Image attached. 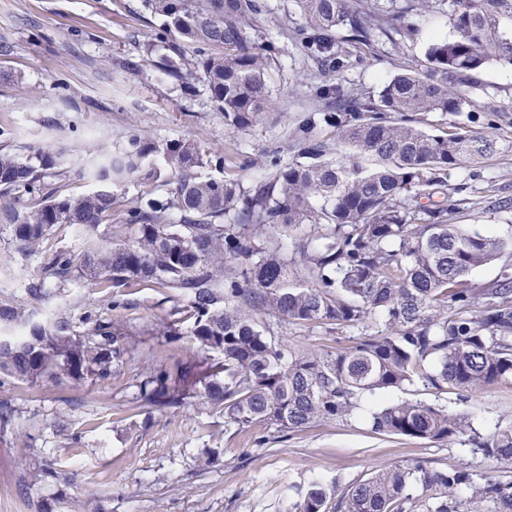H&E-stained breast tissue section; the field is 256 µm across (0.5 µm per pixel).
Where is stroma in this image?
<instances>
[{
  "label": "stroma",
  "mask_w": 512,
  "mask_h": 512,
  "mask_svg": "<svg viewBox=\"0 0 512 512\" xmlns=\"http://www.w3.org/2000/svg\"><path fill=\"white\" fill-rule=\"evenodd\" d=\"M264 3L249 35L274 47L266 74L273 105L238 129L225 125L202 77L184 81L160 68L169 45L181 43L189 58L196 57V47L166 30L163 17L143 0H0V152L65 151L69 171L52 186L57 196L73 197L93 188L81 173L83 161L133 135L160 146L179 139L222 157L223 166L211 169V176L249 188L269 180L276 166L296 160L292 134L322 109L321 86L336 82L359 97L376 96L395 75L423 61L431 37L452 32L447 7L415 6L414 39L376 38L370 48L353 52L336 75L317 69L298 36L305 23L299 0ZM479 83L472 106L421 114V128L434 134L485 131L512 140V66L488 67ZM448 186L458 223L494 236L512 233V151L450 170ZM81 244L75 228L61 226L37 254L26 256L0 222V290L22 295L44 255ZM67 293L73 315L92 309L138 328L185 303L152 284L133 288L118 307L108 292L82 281ZM262 321L294 348L346 347L384 328L378 320L358 328L298 324L273 315ZM137 347L104 381L0 384V397L15 398L24 410L17 426L0 438V512H37L39 503L55 499V488L21 486L26 468L49 459L65 470L63 491L81 502L83 512H295L311 484L341 491L386 464L467 466L477 472L493 466L459 441L377 436L358 414L282 433L225 423L219 408L197 400L171 412H133L135 378L198 354L189 342L161 336L140 337ZM398 398L467 414L482 433L512 425V380L465 400L454 390L440 392L418 381L402 391L366 396L363 406L377 409ZM75 432L82 437L76 454L69 447Z\"/></svg>",
  "instance_id": "stroma-1"
}]
</instances>
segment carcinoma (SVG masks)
Returning a JSON list of instances; mask_svg holds the SVG:
<instances>
[{
  "instance_id": "1",
  "label": "carcinoma",
  "mask_w": 512,
  "mask_h": 512,
  "mask_svg": "<svg viewBox=\"0 0 512 512\" xmlns=\"http://www.w3.org/2000/svg\"><path fill=\"white\" fill-rule=\"evenodd\" d=\"M146 3L197 45L196 66L226 124L247 127L271 108L268 49L246 28L262 11L259 0H208L204 9L190 0ZM301 3V42L325 72H340L351 48L371 46L377 32L390 40L417 35L406 10L367 0ZM449 3L453 36L433 38L424 64L372 98L326 86L324 111L295 129L298 160L248 190L201 175L223 161L183 140L160 147L134 137L112 148L84 167L97 188L68 198L49 188L69 168L64 151L0 153V211L18 241L34 249L62 224L85 237L82 249L56 250L40 262L24 297L0 293V373L31 385L112 376L138 329L87 311L78 331L65 310L46 314L50 300L85 281L114 298L149 283L186 298L151 334L187 339L209 356L143 375L134 384L139 408L164 412L200 398L228 423L290 433L347 419L365 395L417 380L465 397L512 379V274L488 286L468 282L473 270L512 252V236L466 229L448 204V171L491 155L497 141L479 131L434 135L417 125L420 114L470 105L468 91L489 66H512V0ZM340 27L348 40L337 38ZM216 47L222 52L213 53ZM161 65L181 78L188 63L175 49ZM319 124L335 129L345 159L329 157L328 144L312 134ZM131 180L151 189L115 218L117 190ZM173 212L177 224L169 221ZM104 223L112 225L109 240L97 235ZM269 231L296 237L297 251L280 252ZM261 314L342 327L379 315L385 329L342 350L292 349L260 323ZM21 414L15 399L1 397L0 433ZM366 421L375 433L432 443L466 436L472 453L508 474L390 465L340 493L313 484L295 512H512V425L473 433L464 415L410 400L372 411ZM24 482L57 487L65 472L46 460Z\"/></svg>"
}]
</instances>
